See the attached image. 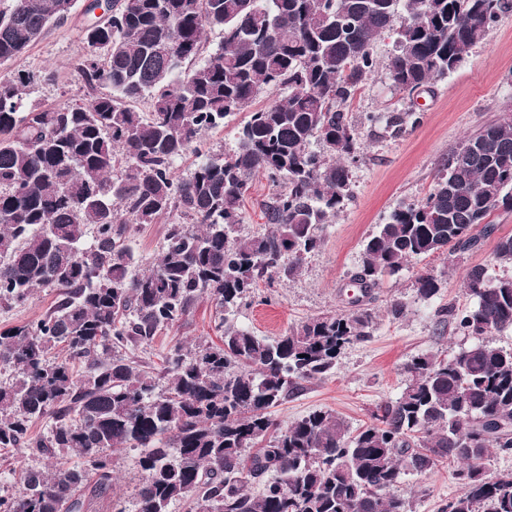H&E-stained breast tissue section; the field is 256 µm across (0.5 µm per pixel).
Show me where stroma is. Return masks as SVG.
Here are the masks:
<instances>
[{
  "label": "stroma",
  "mask_w": 512,
  "mask_h": 512,
  "mask_svg": "<svg viewBox=\"0 0 512 512\" xmlns=\"http://www.w3.org/2000/svg\"><path fill=\"white\" fill-rule=\"evenodd\" d=\"M90 22V15L74 8L67 20L51 26L25 53L0 66V78L32 74L34 81L24 102L43 108L107 93L104 85L88 91L74 69L86 50L84 30ZM414 106L423 114L421 124L399 134L387 133L380 122L357 127L362 151L350 166L352 197L334 223L326 226L321 250L308 258L298 276L259 284L252 304L242 307L238 323L257 335L276 336L308 318L347 310L349 278L358 267L365 238L400 203L429 193L442 158L464 136L512 113V14L502 16L485 42L418 102L395 91L385 73L379 72L365 82L348 110L357 118L367 112H403ZM272 192L265 177L250 182L242 203L245 233L265 229L263 208ZM489 221L495 227L493 235L482 237L474 249L413 261L399 275L383 278L368 303L379 317L372 338L347 348L327 378L306 383L290 395L275 408V419L287 425L322 408L340 414L352 429H360L371 423L377 405L398 397L404 367L413 356L437 349L452 354L467 346L468 338L441 320L439 311L472 306L473 299L464 288V276L472 266H487L493 279L512 275V265L492 261L498 237L512 235V204L499 206ZM424 270L440 280L438 294L429 300L414 290L415 278ZM396 300L403 301L407 311L403 319L394 321L387 309ZM215 316L214 304L201 298L183 321L133 354L146 369H158L160 356L176 343L214 339ZM118 468L117 486L111 495L97 500L92 512H115L119 507L134 512V493L141 479L135 453L120 454ZM402 492L410 512H439L462 488L453 465L444 464L431 474L408 476Z\"/></svg>",
  "instance_id": "obj_1"
}]
</instances>
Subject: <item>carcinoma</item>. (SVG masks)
Returning a JSON list of instances; mask_svg holds the SVG:
<instances>
[{
	"label": "carcinoma",
	"mask_w": 512,
	"mask_h": 512,
	"mask_svg": "<svg viewBox=\"0 0 512 512\" xmlns=\"http://www.w3.org/2000/svg\"><path fill=\"white\" fill-rule=\"evenodd\" d=\"M76 0H12L0 12V65L27 50ZM512 0H112L85 28L75 63L87 104L23 105L33 77L0 80V307L48 288L37 320L0 332V454L28 448L49 464L25 469L0 512H84L112 489L117 454L139 452L136 512H408L407 475L457 464L464 492L441 512H512V472L484 461L512 454V276L466 273L474 305L442 314L473 339L452 357L412 358L398 397L356 431L331 410L285 427L271 409L325 378L368 340L377 316L360 306L413 260L464 252L498 204L512 202V117L448 151L433 188L403 203L364 242L348 312L311 317L279 336L236 323L261 282L294 277L323 245L324 225L351 196L360 147L347 106L379 68L374 41L391 32L384 68L413 96L455 71ZM218 49L202 57L208 31ZM263 92L230 152L202 134ZM150 99V112L130 104ZM395 133L414 110L367 113ZM319 149H311L312 143ZM195 153L184 178L176 164ZM278 188L271 229L242 235L250 179ZM166 219L160 258L141 272L134 227ZM493 261L512 264V235ZM430 299L439 279L414 282ZM202 296L220 342L171 347L158 372L126 350L180 322ZM51 422L49 434L31 432ZM259 486V491L252 490Z\"/></svg>",
	"instance_id": "1"
}]
</instances>
